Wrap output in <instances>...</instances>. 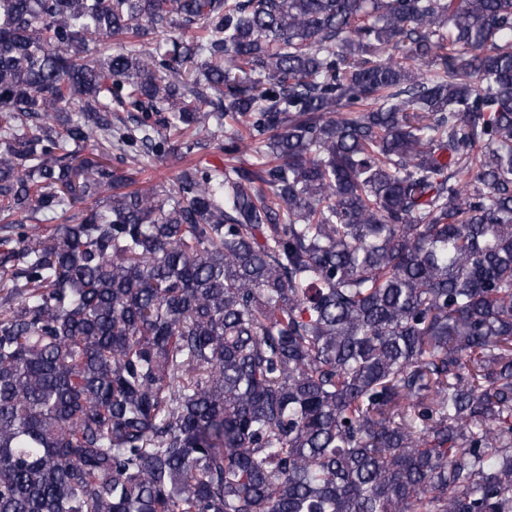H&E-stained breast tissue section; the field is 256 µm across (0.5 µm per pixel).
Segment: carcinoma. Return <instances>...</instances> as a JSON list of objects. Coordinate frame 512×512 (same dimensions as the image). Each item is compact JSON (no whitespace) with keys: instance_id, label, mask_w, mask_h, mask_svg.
<instances>
[{"instance_id":"obj_1","label":"carcinoma","mask_w":512,"mask_h":512,"mask_svg":"<svg viewBox=\"0 0 512 512\" xmlns=\"http://www.w3.org/2000/svg\"><path fill=\"white\" fill-rule=\"evenodd\" d=\"M0 223V512H512V0H0ZM224 127H216L215 124L209 125L208 142L210 147L198 149L195 152L182 158L180 152H169L162 157L152 161L144 171L136 174V179L140 183L150 181V183L164 182L165 185L171 184L180 169L188 162L200 165L224 166V152L220 151L217 145H224Z\"/></svg>"}]
</instances>
